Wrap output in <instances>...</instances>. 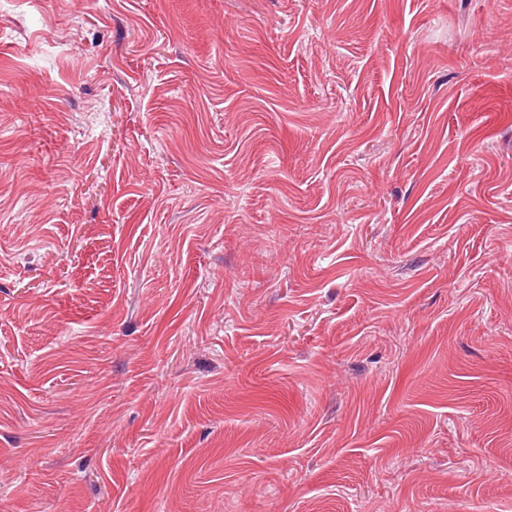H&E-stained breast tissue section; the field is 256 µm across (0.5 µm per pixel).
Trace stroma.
<instances>
[{
    "mask_svg": "<svg viewBox=\"0 0 512 512\" xmlns=\"http://www.w3.org/2000/svg\"><path fill=\"white\" fill-rule=\"evenodd\" d=\"M0 512H512V0H0Z\"/></svg>",
    "mask_w": 512,
    "mask_h": 512,
    "instance_id": "obj_1",
    "label": "stroma"
}]
</instances>
